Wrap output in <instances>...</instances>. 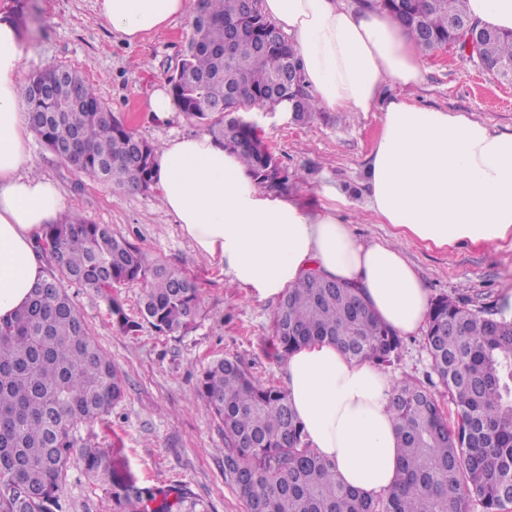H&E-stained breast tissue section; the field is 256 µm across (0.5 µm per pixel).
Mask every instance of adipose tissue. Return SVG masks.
Masks as SVG:
<instances>
[{"label": "adipose tissue", "mask_w": 512, "mask_h": 512, "mask_svg": "<svg viewBox=\"0 0 512 512\" xmlns=\"http://www.w3.org/2000/svg\"><path fill=\"white\" fill-rule=\"evenodd\" d=\"M264 15L295 43L305 85L329 112L383 105L381 133L366 170L369 207L391 238L366 242L342 213L350 200L326 187L320 203L259 186L233 152L207 135L164 142L155 183L196 253L257 299L281 297L315 272L358 287L369 310L407 335L425 322L430 300L401 241L429 248L512 243V132L462 113L384 101L385 83L422 79L421 50L402 24L376 7L339 0H261ZM114 33L134 43L190 11V0H99ZM23 46L0 16V319L23 307L46 274L37 240L68 203L34 174L20 95ZM285 383L307 440L338 478L369 495L391 490L400 438L389 408L392 380L335 344L289 354Z\"/></svg>", "instance_id": "obj_1"}]
</instances>
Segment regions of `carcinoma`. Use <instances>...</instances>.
<instances>
[{
  "label": "carcinoma",
  "mask_w": 512,
  "mask_h": 512,
  "mask_svg": "<svg viewBox=\"0 0 512 512\" xmlns=\"http://www.w3.org/2000/svg\"><path fill=\"white\" fill-rule=\"evenodd\" d=\"M240 0H198L182 54V76L169 92L188 116L224 148L240 155L257 184L279 187L290 176L256 126L237 115L274 94L296 100L294 119L318 108L302 86L288 92L283 74L298 59L283 41L260 43L271 21L261 11L239 12ZM396 16L421 50L456 41L450 22L468 14L467 0H370ZM476 47L484 68L512 84V31L493 29ZM65 71L41 94L43 77ZM31 129L45 148L89 180L138 192L155 183L157 147L136 135L76 70L55 65L31 74L20 89ZM38 251L47 277L26 306L0 321V512H65L63 487L77 465L102 487L115 512H207L182 485L140 482L112 456L86 441L80 428L109 422L126 393V378L78 313L65 284L96 292L112 327L135 336L186 333L204 307L196 281L139 246L92 224L78 210L47 224ZM141 286L138 315L126 313L120 289ZM274 356L285 358L314 340L338 345L348 357L382 368L402 336L371 314L360 291L308 273L279 299L272 321ZM426 349L439 383L448 389L456 420L448 423L435 394L401 382L390 394L398 422L401 479L388 493L366 496L336 479L334 464L309 448L285 389L264 385L236 359L202 368L196 392L219 421L224 482L246 512H507L512 505V320L495 308L470 309L441 296L431 302Z\"/></svg>",
  "instance_id": "cac0c4a2"
}]
</instances>
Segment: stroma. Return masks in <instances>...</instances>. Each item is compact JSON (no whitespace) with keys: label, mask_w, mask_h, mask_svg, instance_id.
<instances>
[{"label":"stroma","mask_w":512,"mask_h":512,"mask_svg":"<svg viewBox=\"0 0 512 512\" xmlns=\"http://www.w3.org/2000/svg\"><path fill=\"white\" fill-rule=\"evenodd\" d=\"M24 11L26 26L23 75L48 65L79 70L100 98L134 132L162 145L204 128L181 111L160 121L148 109L155 90L177 66L189 31L188 16H179L157 33L129 43L101 16L98 0H0V14ZM422 82L414 87L389 84L385 98L400 97L422 106L462 112L496 130L512 129V85L498 82L459 55L437 50L424 54ZM241 116L258 126L265 141L291 176L287 191L318 199L333 187L352 202L344 216L366 240L388 237L367 206V158L382 128L383 110L319 111L309 122H280L271 107L246 106ZM33 168L63 190L68 203L95 224L110 225L138 244L148 257L194 278L205 308L188 333L161 336L143 328L132 339L115 331L106 303L93 291L69 285L67 291L90 335L128 379L127 397L112 411L111 426L83 429V436L109 444L116 458L148 484L187 486L208 512H245L235 489L224 481L217 450L224 445L218 422L195 390L200 368L217 357L237 359L256 379L284 386V362L273 356L272 320L276 300H259L227 277L218 261L196 255L157 192L110 191L88 180L30 139ZM431 298L446 296L471 308L500 303L512 293V245L463 246L439 251L402 242ZM393 383L417 382L440 403L448 394L433 373L425 334L404 338L387 369ZM67 512H113L102 489L93 487L79 467L66 478Z\"/></svg>","instance_id":"obj_1"}]
</instances>
